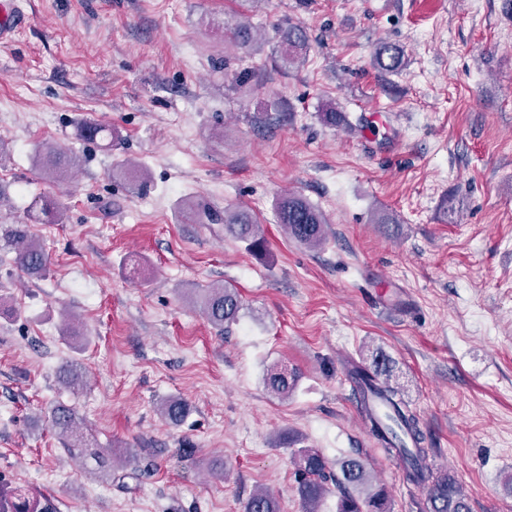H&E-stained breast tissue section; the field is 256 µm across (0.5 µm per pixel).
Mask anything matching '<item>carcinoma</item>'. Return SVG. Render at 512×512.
Returning a JSON list of instances; mask_svg holds the SVG:
<instances>
[{"label":"carcinoma","mask_w":512,"mask_h":512,"mask_svg":"<svg viewBox=\"0 0 512 512\" xmlns=\"http://www.w3.org/2000/svg\"><path fill=\"white\" fill-rule=\"evenodd\" d=\"M230 40L246 52L254 49L257 30L250 25H238L229 30ZM308 49V36L300 25H288L282 30L280 58L291 64L301 59ZM377 67L385 72H397L405 64L404 53L398 46L383 43L374 56ZM82 139L99 143L119 136L118 130L94 122L80 127ZM76 161L68 150L50 144L38 148L36 162L48 175H61ZM277 220L294 241L306 247H319L326 240V224L322 211L306 198L286 193L278 199ZM63 216L59 203L51 198L38 199L29 206L26 219L29 224H57ZM224 231L247 246V251L258 259L267 257V240L260 225L245 210L224 211ZM0 240L15 250L16 262L32 275L45 271L48 256L40 241L28 231V224L0 225ZM194 300L202 306L208 322L219 330L238 321L243 308L235 288L224 284L201 285ZM350 379L359 388L360 406L371 421L372 435L386 453L406 456L404 480L428 488L431 512H470L468 495L455 477L435 472L425 464L427 449L425 436L418 418L403 398L393 377V361L383 351L371 354L364 366L355 365L349 371ZM299 375L283 368L270 369L265 387L272 394L286 399L298 381ZM60 379L73 391L84 383L79 363L66 362L60 370ZM188 410L181 398H169L158 407L160 417L168 423L179 424ZM52 427L63 438L66 452L87 463L95 462L96 470L108 474L117 466L112 454L92 447L81 431L74 409L59 404L51 411ZM297 493L303 512H320V505L336 488V512H388V494L378 484L365 463L346 458L331 469L329 461L315 448H300L295 453ZM0 512H57L52 498L35 494L22 486L0 485ZM243 512H280L275 495L269 490H256L249 495Z\"/></svg>","instance_id":"1"}]
</instances>
